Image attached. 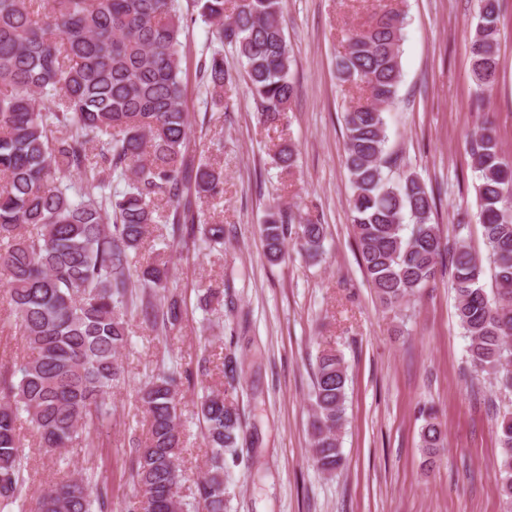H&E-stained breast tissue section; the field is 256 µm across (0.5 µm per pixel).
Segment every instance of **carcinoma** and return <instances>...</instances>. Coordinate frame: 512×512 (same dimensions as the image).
<instances>
[{"label":"carcinoma","mask_w":512,"mask_h":512,"mask_svg":"<svg viewBox=\"0 0 512 512\" xmlns=\"http://www.w3.org/2000/svg\"><path fill=\"white\" fill-rule=\"evenodd\" d=\"M177 0H0V283L10 314L0 333L16 327L28 354L12 373L0 372V512H13L24 469L20 422L26 415L38 447L69 448L83 432L105 421L102 399L121 376L118 353L129 341L126 310L133 289L147 296L168 288L165 251L131 270L132 257L158 223L156 201L167 198L169 236L211 251L224 249V225L198 224L203 200L224 192V173L189 156V114L183 27ZM211 25L217 45L198 74L223 104L230 78L222 46L242 60L256 111L276 130L296 93L282 24L284 0H192ZM371 20L349 30L336 56V77L359 91L343 115L346 166L352 189L356 246L380 303L395 311L434 280L443 254L453 268L458 324L477 372L495 375L512 393V159L487 124L470 138L471 167L487 256L459 241L449 247L434 220L436 201L425 181L409 172L386 174L385 107L402 76L404 13L375 0ZM499 0H479L472 73L481 89L492 86L500 59ZM276 164L295 167L287 140L276 144ZM75 172L77 187L60 175ZM124 183L112 193L113 182ZM265 253L276 262L295 238L310 258L321 255L326 226L306 219L293 224L277 205L258 225ZM494 288L482 286L484 261ZM233 295L207 287L199 303ZM142 313L163 331L183 321L173 295L160 308L147 301ZM241 362L224 355L220 372L233 385ZM19 380H14L15 375ZM176 378L159 374L140 391L148 422L133 448L130 470L137 486L127 512H178L173 489L180 473L182 431ZM347 367L333 349L323 350L313 374L310 453L326 472L342 465L339 433L345 422ZM209 468L196 484L205 512H224L226 459L238 458L243 424L228 394L204 396ZM423 452L442 446L433 410L422 412ZM501 448L496 478L512 512V410L496 422ZM108 487L70 478L43 490L36 512H105Z\"/></svg>","instance_id":"1"}]
</instances>
